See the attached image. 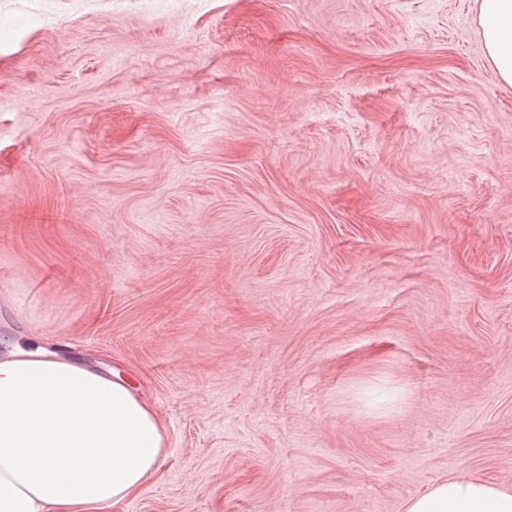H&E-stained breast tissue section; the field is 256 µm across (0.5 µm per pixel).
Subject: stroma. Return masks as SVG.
<instances>
[{"label": "stroma", "instance_id": "stroma-1", "mask_svg": "<svg viewBox=\"0 0 512 512\" xmlns=\"http://www.w3.org/2000/svg\"><path fill=\"white\" fill-rule=\"evenodd\" d=\"M475 0H0V357L127 378L119 512L512 488V86Z\"/></svg>", "mask_w": 512, "mask_h": 512}]
</instances>
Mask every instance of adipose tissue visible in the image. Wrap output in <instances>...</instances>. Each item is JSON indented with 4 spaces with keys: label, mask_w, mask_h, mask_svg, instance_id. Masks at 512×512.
I'll return each mask as SVG.
<instances>
[{
    "label": "adipose tissue",
    "mask_w": 512,
    "mask_h": 512,
    "mask_svg": "<svg viewBox=\"0 0 512 512\" xmlns=\"http://www.w3.org/2000/svg\"><path fill=\"white\" fill-rule=\"evenodd\" d=\"M485 53L512 84V0H479ZM163 462L156 416L122 381L31 344L0 359V512H99ZM405 512H512V489L445 478Z\"/></svg>",
    "instance_id": "1"
}]
</instances>
